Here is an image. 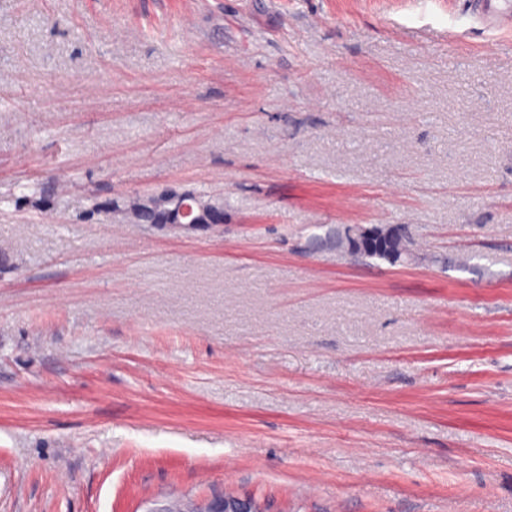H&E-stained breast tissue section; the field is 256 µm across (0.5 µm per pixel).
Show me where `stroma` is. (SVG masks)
Returning a JSON list of instances; mask_svg holds the SVG:
<instances>
[{"instance_id": "stroma-1", "label": "stroma", "mask_w": 512, "mask_h": 512, "mask_svg": "<svg viewBox=\"0 0 512 512\" xmlns=\"http://www.w3.org/2000/svg\"><path fill=\"white\" fill-rule=\"evenodd\" d=\"M163 188L223 223L130 219ZM388 224L416 259L322 244ZM224 496L512 512V31L468 0H0V512Z\"/></svg>"}]
</instances>
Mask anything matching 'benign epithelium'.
I'll use <instances>...</instances> for the list:
<instances>
[{
    "instance_id": "obj_1",
    "label": "benign epithelium",
    "mask_w": 512,
    "mask_h": 512,
    "mask_svg": "<svg viewBox=\"0 0 512 512\" xmlns=\"http://www.w3.org/2000/svg\"><path fill=\"white\" fill-rule=\"evenodd\" d=\"M140 218L150 224H222L224 210L200 196L163 191L140 208ZM205 512H262L250 498L224 497L214 500Z\"/></svg>"
}]
</instances>
